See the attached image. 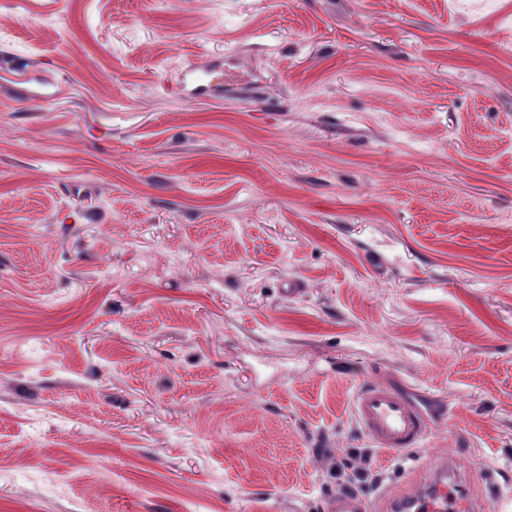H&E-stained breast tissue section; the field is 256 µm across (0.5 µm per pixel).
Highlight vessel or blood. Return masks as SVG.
<instances>
[{
	"mask_svg": "<svg viewBox=\"0 0 512 512\" xmlns=\"http://www.w3.org/2000/svg\"><path fill=\"white\" fill-rule=\"evenodd\" d=\"M352 413L374 447L388 452L421 447L429 435L428 415L392 381L361 383L352 398ZM453 466L444 456L430 460L423 484L403 495L382 496L374 504L357 494H337L330 501V512H485V497L469 490L473 475L462 470L457 479H449Z\"/></svg>",
	"mask_w": 512,
	"mask_h": 512,
	"instance_id": "1",
	"label": "vessel or blood"
}]
</instances>
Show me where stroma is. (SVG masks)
<instances>
[{
	"label": "stroma",
	"instance_id": "stroma-1",
	"mask_svg": "<svg viewBox=\"0 0 512 512\" xmlns=\"http://www.w3.org/2000/svg\"><path fill=\"white\" fill-rule=\"evenodd\" d=\"M387 378L424 447L357 428ZM446 451L501 512L512 0H0V512H327ZM351 407L358 428L376 448H420L429 435L428 415L395 382H362Z\"/></svg>",
	"mask_w": 512,
	"mask_h": 512
}]
</instances>
